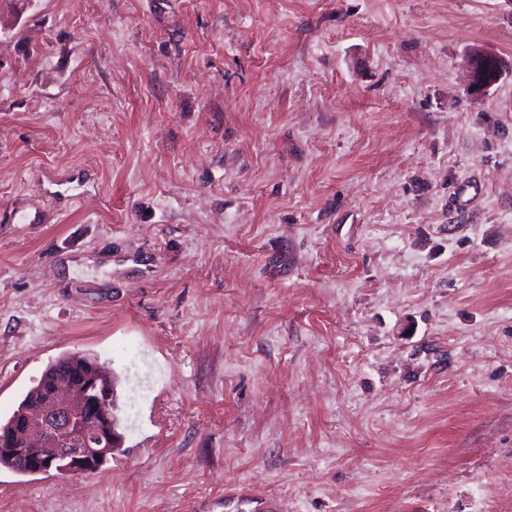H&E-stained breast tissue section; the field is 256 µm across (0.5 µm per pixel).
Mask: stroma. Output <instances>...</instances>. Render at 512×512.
Wrapping results in <instances>:
<instances>
[{"instance_id":"1","label":"stroma","mask_w":512,"mask_h":512,"mask_svg":"<svg viewBox=\"0 0 512 512\" xmlns=\"http://www.w3.org/2000/svg\"><path fill=\"white\" fill-rule=\"evenodd\" d=\"M76 352L0 512H512V0H0V421ZM472 91L480 94L492 87L499 80L498 57L488 51H477L470 58ZM83 365L86 367L79 374L78 382H71ZM101 368L90 355H63L55 360L37 386L24 395L8 421L0 425V441L10 438L16 446L0 448V455L12 457L36 449L41 461L35 455L12 459L1 456L0 466L32 474L49 471L41 469L42 463L54 464L52 469L62 474L65 462L55 461L65 458L70 463L66 474H78L96 471L112 457L117 449L112 416L113 388L106 382ZM63 382L71 383L52 388L46 402L41 404L48 389ZM35 405L39 406L33 407ZM27 410L18 437L15 430ZM21 438L26 441V448H18L25 444Z\"/></svg>"}]
</instances>
